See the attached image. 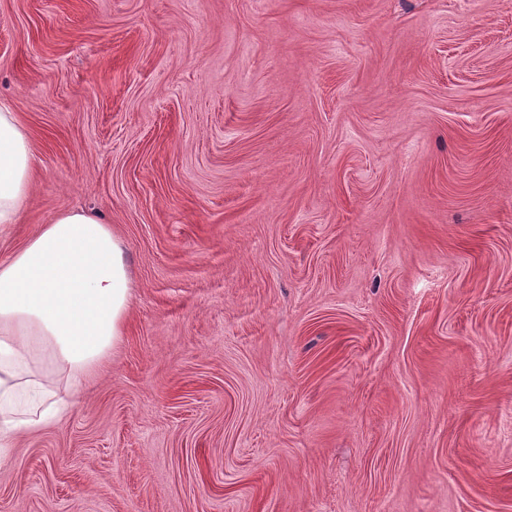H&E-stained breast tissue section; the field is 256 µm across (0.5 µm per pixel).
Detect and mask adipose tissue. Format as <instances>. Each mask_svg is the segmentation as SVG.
Returning <instances> with one entry per match:
<instances>
[{
    "label": "adipose tissue",
    "instance_id": "adipose-tissue-1",
    "mask_svg": "<svg viewBox=\"0 0 512 512\" xmlns=\"http://www.w3.org/2000/svg\"><path fill=\"white\" fill-rule=\"evenodd\" d=\"M33 171L29 131L0 100V228L18 223ZM129 303L124 248L89 212H61L0 256V461L74 409L120 344Z\"/></svg>",
    "mask_w": 512,
    "mask_h": 512
}]
</instances>
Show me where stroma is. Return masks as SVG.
Masks as SVG:
<instances>
[{"instance_id":"35a3bbf8","label":"stroma","mask_w":512,"mask_h":512,"mask_svg":"<svg viewBox=\"0 0 512 512\" xmlns=\"http://www.w3.org/2000/svg\"><path fill=\"white\" fill-rule=\"evenodd\" d=\"M34 187L125 335L0 512H512V0H0Z\"/></svg>"}]
</instances>
